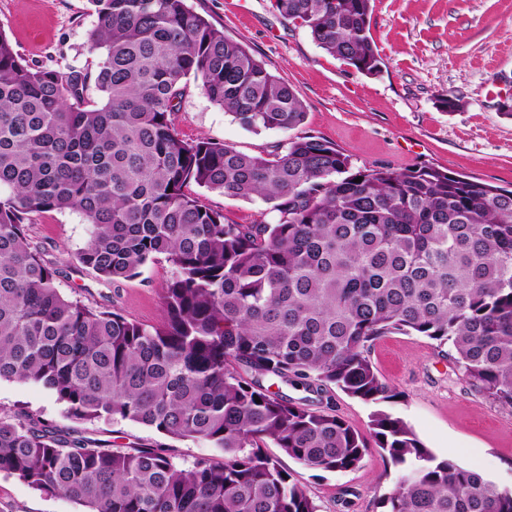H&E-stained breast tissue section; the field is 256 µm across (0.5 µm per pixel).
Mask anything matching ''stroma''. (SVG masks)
I'll return each mask as SVG.
<instances>
[{"mask_svg":"<svg viewBox=\"0 0 512 512\" xmlns=\"http://www.w3.org/2000/svg\"><path fill=\"white\" fill-rule=\"evenodd\" d=\"M188 4L225 36L244 41L269 71L285 79L303 101L306 116L294 132L249 131L191 80L177 105L181 138H208L260 154L285 145L293 134H309L336 144L357 167L407 169L425 163L512 187V116L499 108L512 100V0H374L369 29L382 71L373 77L318 48L304 28L273 9L271 0ZM94 24L90 0H0V33L14 50L28 62L62 72L86 64L87 35ZM443 94L457 99V108L441 109ZM189 190L232 222L274 219L260 198H227L194 184ZM29 234L60 269L58 286L67 295L140 322L160 320L161 291L171 274L165 260L147 263L133 279L112 282L76 260L90 235L78 212L44 213ZM369 358L378 375L401 392L393 410L426 448L512 488V410L472 388L447 347L414 334L390 333L372 343ZM272 389L296 401L319 400L360 433L369 431L372 404L336 387L316 393L276 378ZM1 414L31 415L111 441L116 449L162 445L186 468L197 459L222 455L207 442L171 439L131 421L72 420L48 392L20 382H0ZM268 453L306 489L318 512H380V500L398 481L397 469L376 447L369 448L359 468L348 471L310 469L275 447ZM0 512H78V506L1 474Z\"/></svg>","mask_w":512,"mask_h":512,"instance_id":"35a3bbf8","label":"stroma"}]
</instances>
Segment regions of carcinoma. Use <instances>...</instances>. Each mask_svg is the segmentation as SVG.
Wrapping results in <instances>:
<instances>
[{"instance_id": "cac0c4a2", "label": "carcinoma", "mask_w": 512, "mask_h": 512, "mask_svg": "<svg viewBox=\"0 0 512 512\" xmlns=\"http://www.w3.org/2000/svg\"><path fill=\"white\" fill-rule=\"evenodd\" d=\"M91 2L93 70L30 64L0 33V381L45 389L76 420L131 421L224 456L182 468L162 448L1 415L0 473L84 512H317L264 448L347 471L371 439L402 473L382 512H512V489L438 458L393 412L375 410L365 437L263 384L392 403L367 350L402 332L448 346L477 392L512 409V189L430 165L356 168L312 135L266 155L185 141L175 100L190 78L251 131L291 130L305 106L186 0ZM272 7L358 73L381 72L373 0ZM192 184L260 197L274 222H229ZM66 209L91 225L77 259L101 278L170 265L159 322L58 288L29 225Z\"/></svg>"}]
</instances>
